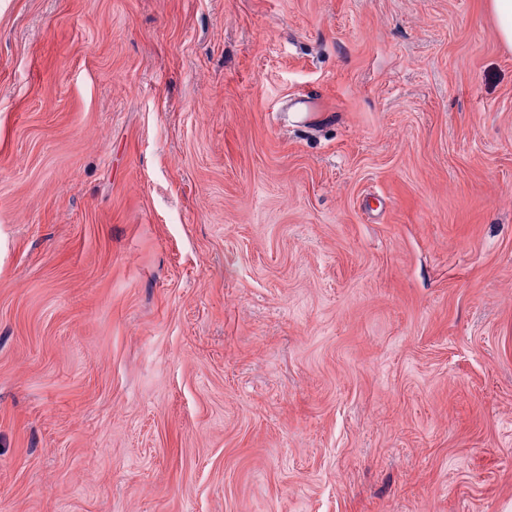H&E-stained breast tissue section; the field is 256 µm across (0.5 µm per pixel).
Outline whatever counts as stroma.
<instances>
[{"mask_svg": "<svg viewBox=\"0 0 512 512\" xmlns=\"http://www.w3.org/2000/svg\"><path fill=\"white\" fill-rule=\"evenodd\" d=\"M0 512H512L487 0H0Z\"/></svg>", "mask_w": 512, "mask_h": 512, "instance_id": "1", "label": "stroma"}]
</instances>
